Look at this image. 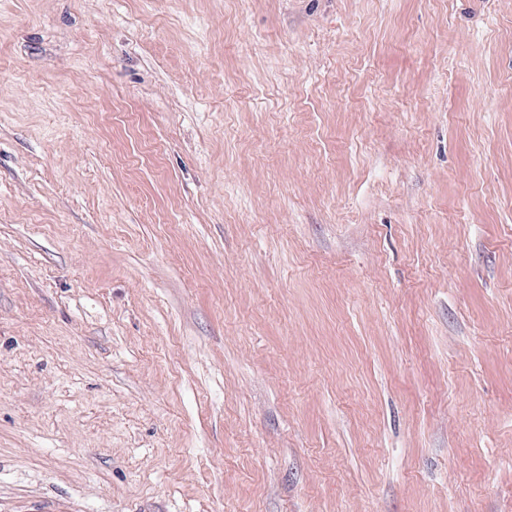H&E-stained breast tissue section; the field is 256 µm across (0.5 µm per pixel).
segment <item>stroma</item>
<instances>
[{
  "mask_svg": "<svg viewBox=\"0 0 512 512\" xmlns=\"http://www.w3.org/2000/svg\"><path fill=\"white\" fill-rule=\"evenodd\" d=\"M0 512H512V0H0Z\"/></svg>",
  "mask_w": 512,
  "mask_h": 512,
  "instance_id": "35a3bbf8",
  "label": "stroma"
}]
</instances>
